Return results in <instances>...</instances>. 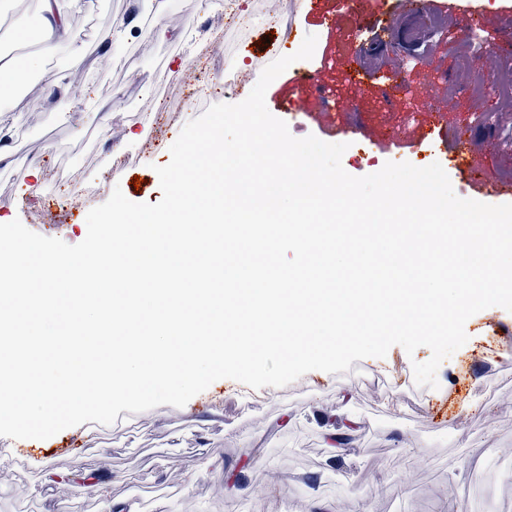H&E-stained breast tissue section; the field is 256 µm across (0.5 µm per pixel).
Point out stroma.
<instances>
[{
    "label": "stroma",
    "instance_id": "1",
    "mask_svg": "<svg viewBox=\"0 0 512 512\" xmlns=\"http://www.w3.org/2000/svg\"><path fill=\"white\" fill-rule=\"evenodd\" d=\"M0 11V61L20 46L18 23L40 26L39 0H6ZM156 0H87L71 16L84 71L65 95L84 104L63 118L50 85L70 62L69 51L33 73L27 87L0 106L11 150L0 160V223L20 219L30 230L80 243L89 208L113 188L130 201L157 203V167L183 125L208 107L198 99L192 70L224 82L225 70L245 75L218 94L244 100L261 71L294 54L306 35L317 37L306 65L318 85L301 110L288 109L290 72L268 87L265 102L293 137L315 135L346 144L344 170L364 176L386 162L417 167L440 163L455 194L483 200L479 186L458 174L428 107L442 109L448 139L472 144L470 163L489 179L512 180V97L496 80L474 91L485 74L491 35L462 33L457 17L408 13L401 0H323L309 13L303 0H168L166 38L133 34L101 57L98 33L129 16L150 26ZM334 25H326L323 15ZM357 40H350V31ZM372 78L351 85L343 61ZM400 73L406 93L385 94L383 73ZM111 104V139L99 134L95 107ZM490 120L473 129L467 108ZM40 166L41 179L29 177ZM140 186H133V178ZM83 195L84 208L67 202ZM512 312L491 307L465 324L467 342L438 369V389L417 386L413 362L393 346L384 358L353 362L346 373L312 371L282 387L254 390L215 381L181 408L162 405L120 412L116 422L84 423L46 440L0 437V512H101L92 493L75 497L71 483L87 472L110 481L112 499L137 512H437L465 486L464 512H512ZM351 420L348 445L329 450L327 421Z\"/></svg>",
    "mask_w": 512,
    "mask_h": 512
}]
</instances>
